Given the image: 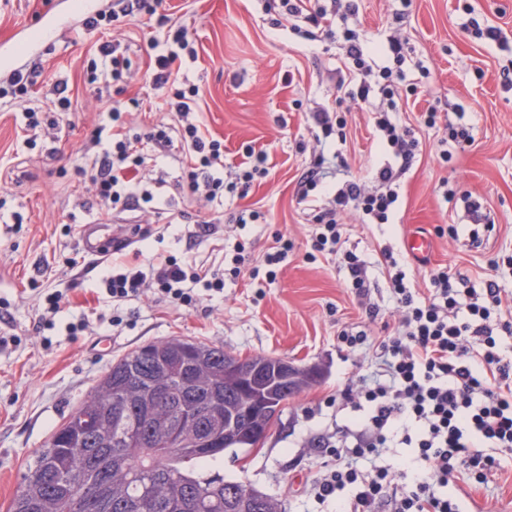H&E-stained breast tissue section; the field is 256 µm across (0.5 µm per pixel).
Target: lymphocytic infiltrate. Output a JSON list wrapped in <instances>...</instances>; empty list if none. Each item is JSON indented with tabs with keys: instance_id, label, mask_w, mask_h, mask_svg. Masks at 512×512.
<instances>
[{
	"instance_id": "lymphocytic-infiltrate-1",
	"label": "lymphocytic infiltrate",
	"mask_w": 512,
	"mask_h": 512,
	"mask_svg": "<svg viewBox=\"0 0 512 512\" xmlns=\"http://www.w3.org/2000/svg\"><path fill=\"white\" fill-rule=\"evenodd\" d=\"M273 23L312 38L316 28L342 26L345 73L339 79L347 98L376 103L375 126L380 142L391 156L376 173L374 187L356 179L345 180L317 205V175L302 182L298 200L312 208L315 230L311 248L341 256L358 296H368L370 285L364 261L344 249L339 217L357 211L377 224L388 223L398 200L397 186L411 167L419 141L412 129L392 119L399 111L401 94L397 66L405 61V45L390 38L392 66L378 65L353 27L356 0H269ZM162 0H114L112 11L86 18L83 26L98 29L126 18L157 25L163 37L152 40L151 87L162 97L174 125L157 124L146 133L136 132L125 120L126 112L140 101L125 97L124 75L131 62L119 44L103 43L100 58L91 62L90 83L113 93L109 126L95 129L91 154L76 165L75 176L89 183L103 216L115 217L153 201L142 178L147 158L142 142H150L156 155L172 150L187 162L178 182L183 193L215 200L224 192L245 193L255 178L266 176V154H257L249 166L224 179V144L202 128L196 117L198 85L181 76L184 58H195L194 38L186 26L173 24L161 11ZM106 294L113 307L138 300L153 289L159 301L180 306L197 302L196 285L220 291L221 269L189 270L173 256H158L147 269L123 264L103 270ZM399 321L393 333L369 338L366 332L343 334L342 344L353 350L371 344L382 369L338 390L356 413L354 429L326 442L330 457L323 472L309 487L317 503L334 502L336 512H461L453 495L445 494L450 479L466 476L473 485L487 482L499 463L494 449H512V360L500 350V335H512V298L496 281H487L483 293L467 287L460 274L440 268L430 278V295L421 299L405 284L403 270L390 276ZM413 451L416 465L394 473L387 468L364 470L357 461L378 454L392 441Z\"/></svg>"
}]
</instances>
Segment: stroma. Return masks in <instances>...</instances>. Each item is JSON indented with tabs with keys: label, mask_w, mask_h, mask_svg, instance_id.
Masks as SVG:
<instances>
[{
	"label": "stroma",
	"mask_w": 512,
	"mask_h": 512,
	"mask_svg": "<svg viewBox=\"0 0 512 512\" xmlns=\"http://www.w3.org/2000/svg\"><path fill=\"white\" fill-rule=\"evenodd\" d=\"M112 0H0V47L23 34L35 42L22 64L41 63L43 73L26 103L0 99V512H8L26 469L68 415L91 393L112 361L161 339L186 338L215 344L238 357L283 358L321 371L317 384L290 401L263 447L226 450L215 468L225 480L266 493L283 512H314L308 494L326 460L324 441L349 424L352 413L328 398L350 380L378 371L371 348H342V332L383 335L394 323L396 304L383 251L392 252L405 271V282L420 296L430 294L434 270L446 267L467 275L474 288L496 278L512 293V272H492L490 259L512 254V84L501 75L512 70V0H358V29L363 45L383 46L390 36L405 40L403 86L410 94L396 119L413 129L419 152L400 179L399 200L390 223L366 224L355 212L344 214L345 246L366 262L368 297L357 296L340 256L307 259L312 217L297 201L301 181L315 156L326 163L323 184L346 178L371 182L391 157L374 137V114L351 102L337 86L341 37L320 33L310 41L272 26L264 0H166L176 21L196 39L197 57L182 73L202 90L198 117L209 133L224 142V169L237 170L247 149L267 154V177L256 179L247 194H225L211 202L193 200L177 187L183 158L172 152L157 161L165 186L155 189L153 207L161 213L155 226L161 237L133 236V213L120 215L109 231L130 240L122 258L135 251L159 252L196 269L222 265L237 243L250 246V263L262 265L277 235L293 247L277 278L257 288L248 274L225 275L220 293L202 292L192 307L156 304L143 297L135 315L105 303L103 262L80 246L81 225L96 223L97 199L76 180L90 132L108 121L105 106L84 79L97 46L118 36L132 60L130 93L143 100L141 111L127 120L138 131L172 123L173 116L150 86L145 52L153 29L131 20L118 33L84 30L83 15L110 9ZM69 16L75 33L43 37L54 16ZM493 26L498 41L474 38L472 25ZM67 83L72 111L57 105L56 83ZM335 102L347 120L345 141L317 139L311 110ZM57 119L59 133L22 130L25 107ZM434 109L436 126L424 113ZM463 121L474 143L441 157L445 125ZM457 187L463 201L447 202L445 185ZM480 204L495 221L481 247L470 245L473 227L467 201ZM245 210L260 212L254 224L233 218ZM212 219L216 232L196 235L199 217ZM457 225L458 237L439 234ZM413 233L428 236V260L412 259L404 245ZM67 290L68 302L47 333L35 330L45 293ZM375 305L377 320L365 308ZM124 322L110 326L109 318ZM87 319L88 327L72 337L68 323ZM500 466L480 490L452 484L463 512H512V454L498 456Z\"/></svg>",
	"instance_id": "1"
}]
</instances>
